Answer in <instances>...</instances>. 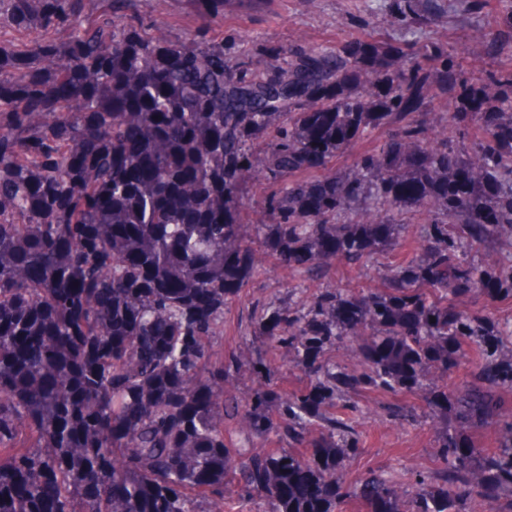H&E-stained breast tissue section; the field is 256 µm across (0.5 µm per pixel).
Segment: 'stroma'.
Returning a JSON list of instances; mask_svg holds the SVG:
<instances>
[{
    "mask_svg": "<svg viewBox=\"0 0 512 512\" xmlns=\"http://www.w3.org/2000/svg\"><path fill=\"white\" fill-rule=\"evenodd\" d=\"M370 0H265L249 10H225L223 25L207 31V38L224 41V56L231 61L246 59L253 68H270V48L284 50L314 45H329L354 32L357 18L371 16V34L379 40H397L406 33L398 20L393 0H383L376 13H369ZM429 21L420 25L421 43L465 42L469 22L495 25L494 11L471 9L469 0H430ZM284 270L261 276L243 288L239 298L224 311V330L212 337L217 353L249 360L254 344L246 334L247 316L255 302L283 306L288 302ZM378 284L374 270L336 266L323 279L308 283L309 293L329 288L356 291ZM360 411L355 428L362 441V451L346 459L340 469L348 482H355L364 472L382 467L400 474L412 470L430 471L435 465L437 430L427 417L418 424L401 425L388 419L386 399L377 393H365L357 399Z\"/></svg>",
    "mask_w": 512,
    "mask_h": 512,
    "instance_id": "stroma-1",
    "label": "stroma"
}]
</instances>
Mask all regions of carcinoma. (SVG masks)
I'll use <instances>...</instances> for the list:
<instances>
[{
	"label": "carcinoma",
	"mask_w": 512,
	"mask_h": 512,
	"mask_svg": "<svg viewBox=\"0 0 512 512\" xmlns=\"http://www.w3.org/2000/svg\"><path fill=\"white\" fill-rule=\"evenodd\" d=\"M138 2L86 22L84 0H0V512H231L230 481L268 512H341L352 495L369 512H500L512 323L491 307L512 302V258L489 247L512 237V0H472L507 5L473 27L501 59L479 78L452 45L362 35L273 50L276 72L255 73L222 40L158 39L171 24ZM202 2L189 32L224 21V0ZM415 2L396 0L403 21L424 18ZM311 85L332 97L309 105ZM449 99L454 139L431 119ZM374 129L378 149L329 167ZM248 179L276 216L250 236ZM413 207L422 247L381 287L306 293L338 262L371 269L403 247ZM257 243L288 270V304L252 306L259 384L241 391L207 340L269 272ZM344 345L360 365L328 357ZM272 351L305 389L274 385ZM368 390L396 398V421L417 422L410 397L444 422L435 471L348 487L359 434L336 399ZM480 422L496 447L472 441ZM273 434L301 450L266 447Z\"/></svg>",
	"instance_id": "carcinoma-1"
}]
</instances>
